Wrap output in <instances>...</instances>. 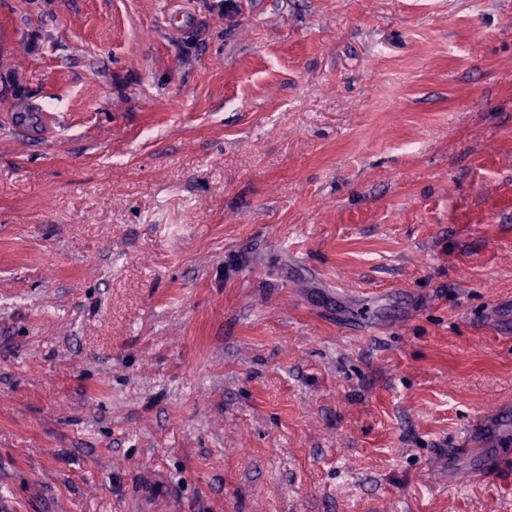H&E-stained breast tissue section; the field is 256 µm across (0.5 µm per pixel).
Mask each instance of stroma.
Segmentation results:
<instances>
[{
    "mask_svg": "<svg viewBox=\"0 0 512 512\" xmlns=\"http://www.w3.org/2000/svg\"><path fill=\"white\" fill-rule=\"evenodd\" d=\"M0 32V512H512L442 456L512 418V0ZM55 123L51 112H12L11 124L27 141L47 140ZM504 422L502 418H498V415L476 418L466 431L465 438L467 442L468 440L471 441L473 438H480L483 439L486 444L490 445H496L501 438H504V443H507L510 434L509 432L506 434Z\"/></svg>",
    "mask_w": 512,
    "mask_h": 512,
    "instance_id": "stroma-1",
    "label": "stroma"
}]
</instances>
